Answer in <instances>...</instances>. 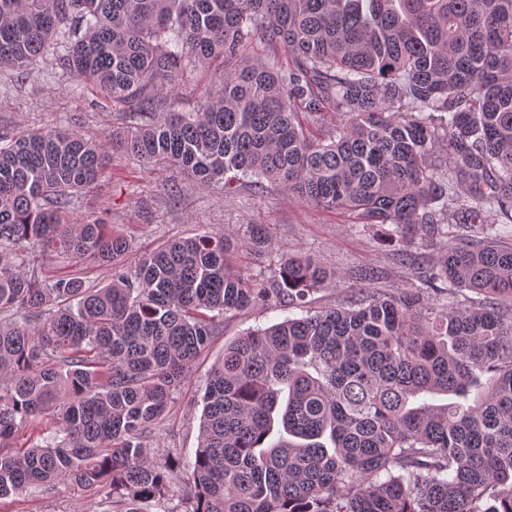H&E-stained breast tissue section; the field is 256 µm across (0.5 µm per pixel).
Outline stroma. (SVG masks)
Segmentation results:
<instances>
[{"label": "stroma", "mask_w": 512, "mask_h": 512, "mask_svg": "<svg viewBox=\"0 0 512 512\" xmlns=\"http://www.w3.org/2000/svg\"><path fill=\"white\" fill-rule=\"evenodd\" d=\"M216 77L212 70L187 73L174 97L168 99V107L180 112L197 110ZM74 82L48 56L38 59L27 74L0 69V131L27 133L60 126L109 148V161L99 180L74 194L70 217L112 225L127 238V252L108 266L54 256L44 260L45 268L76 274L88 287L104 286L116 271L134 273L144 257L172 241L243 230L250 224L263 226L270 251L262 257L238 252V263L260 278L270 277L282 256L300 253L339 274L372 265L385 271L388 287H420L422 270L432 269L447 246L443 238H415L412 250L421 268L414 271L399 263L388 227L357 224L348 215L289 196L281 185L257 186L244 179L228 194L220 187H200L177 168L146 166L112 147L113 138L127 132L128 119L93 86L70 94ZM286 315L281 308L254 306L223 316L209 345L174 389L167 414L146 438L151 453L170 449L180 463L193 461L202 396L212 368L224 355L225 343ZM108 508L102 496L67 480L0 499V512H107Z\"/></svg>", "instance_id": "stroma-1"}]
</instances>
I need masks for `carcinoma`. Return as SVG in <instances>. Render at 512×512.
Wrapping results in <instances>:
<instances>
[{
	"label": "carcinoma",
	"instance_id": "1",
	"mask_svg": "<svg viewBox=\"0 0 512 512\" xmlns=\"http://www.w3.org/2000/svg\"><path fill=\"white\" fill-rule=\"evenodd\" d=\"M266 36L291 57L260 53ZM50 55L130 109L112 143L202 187L271 180L364 225L445 236L427 289L363 287L306 256L237 271L263 229L174 241L102 288L41 278L21 247L115 261L127 239L70 222L102 146L50 127L0 134V498L61 480L114 512H512V0H0V67ZM218 68L195 112L164 111L184 73ZM445 156L435 155L439 137ZM471 292L479 299H463ZM299 314L224 346L194 462L144 438L219 317ZM48 413L55 434L12 450ZM339 284V285H338ZM363 286L354 281L346 280V283L340 282L326 286L322 291L314 295L316 308H325L336 305L345 295L350 294L352 288H362Z\"/></svg>",
	"mask_w": 512,
	"mask_h": 512
}]
</instances>
